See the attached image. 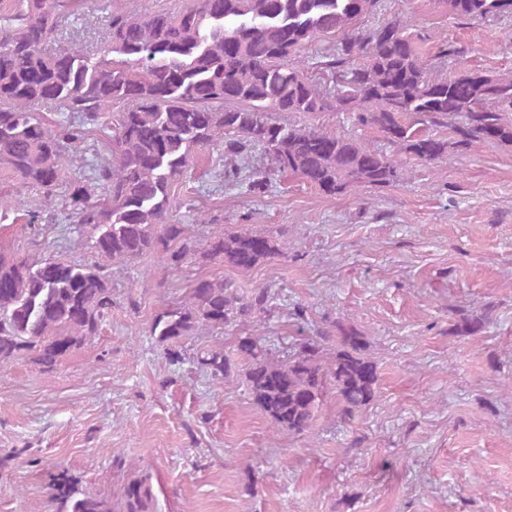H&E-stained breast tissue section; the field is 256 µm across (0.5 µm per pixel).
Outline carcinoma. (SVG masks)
<instances>
[{
    "label": "carcinoma",
    "mask_w": 512,
    "mask_h": 512,
    "mask_svg": "<svg viewBox=\"0 0 512 512\" xmlns=\"http://www.w3.org/2000/svg\"><path fill=\"white\" fill-rule=\"evenodd\" d=\"M21 0L0 26V171L43 194L49 211L62 201L78 235L88 233L95 260L0 258V370L28 354L52 367L96 335L112 311L107 264L148 252L175 268L198 242L174 219L176 187L197 155L224 156V182L263 194L291 173L328 196L390 187L404 179L406 154L432 165L484 144L512 147V75L463 69L431 78L398 20L358 33L381 0H191L149 14L109 12L107 40L91 54L59 35L63 19L85 0ZM470 20L512 19L503 0H443ZM334 39L319 64L323 85L304 73L301 54ZM41 102L67 120L52 127L31 111ZM346 112L355 127L377 130L382 143L321 126L286 124L282 114ZM106 151L89 174L71 176L86 149ZM261 152L267 167L246 175L241 163ZM204 256L249 272L285 255L284 244L247 229L227 231L216 219ZM278 307L271 288L243 294L234 283L199 276L184 299L152 319L149 332L170 362L200 331L242 328L235 351L199 350L193 361L217 382L242 380L280 431L311 430L315 413L334 398L351 421L376 397L378 367L366 336L337 321L285 349L245 331ZM490 319L464 317L474 336ZM55 512H149L145 479L125 485L112 504L80 492L66 477L55 486Z\"/></svg>",
    "instance_id": "1"
}]
</instances>
